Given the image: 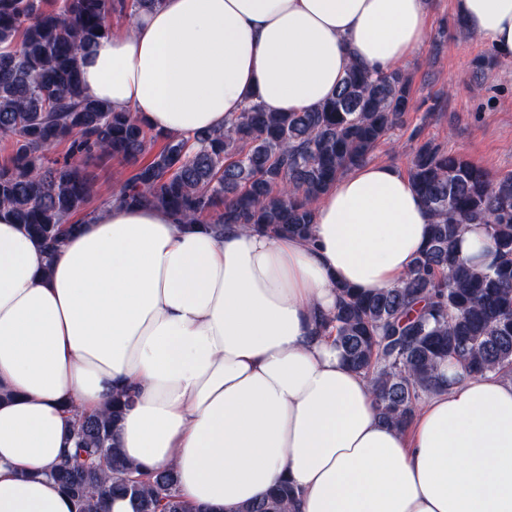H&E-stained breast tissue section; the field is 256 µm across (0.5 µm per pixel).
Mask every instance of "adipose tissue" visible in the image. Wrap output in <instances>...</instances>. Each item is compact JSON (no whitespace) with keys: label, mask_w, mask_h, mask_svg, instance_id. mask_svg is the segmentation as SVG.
Returning a JSON list of instances; mask_svg holds the SVG:
<instances>
[{"label":"adipose tissue","mask_w":512,"mask_h":512,"mask_svg":"<svg viewBox=\"0 0 512 512\" xmlns=\"http://www.w3.org/2000/svg\"><path fill=\"white\" fill-rule=\"evenodd\" d=\"M463 31L512 64V0H456ZM430 0H162L80 61L85 91L149 128L221 131L249 101L302 112L355 62L399 68ZM116 188L55 256L0 209V512H77L48 475L71 411L131 390L116 440L229 512L280 480L293 512H512V376L444 363L400 430L320 320L337 283L394 288L431 212L399 166L359 164L314 204L310 238L213 231Z\"/></svg>","instance_id":"adipose-tissue-1"}]
</instances>
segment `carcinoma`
<instances>
[{
	"label": "carcinoma",
	"instance_id": "obj_1",
	"mask_svg": "<svg viewBox=\"0 0 512 512\" xmlns=\"http://www.w3.org/2000/svg\"><path fill=\"white\" fill-rule=\"evenodd\" d=\"M161 0H0V136L12 154L0 164V207L49 257L89 217L94 182L73 158L105 155L132 165L125 197L182 214L187 223L243 224L305 238L313 203L336 179L367 161L410 108L411 78L354 64L336 94L303 112H268L252 102L222 133L170 137L152 158L147 133L82 89L81 54L110 35L116 12ZM68 144L64 160L49 150ZM409 175L434 224L400 286L367 294L336 286L339 303L319 330L334 337L349 368L373 387L380 418L408 427L438 372L458 363L469 376L512 375V173L489 174L469 159L421 145ZM485 226L493 261L459 255L465 225ZM131 394L84 414L66 430L51 473L78 512H206L186 504L172 468L129 467L115 434ZM297 489L286 479L231 512H289Z\"/></svg>",
	"mask_w": 512,
	"mask_h": 512
}]
</instances>
